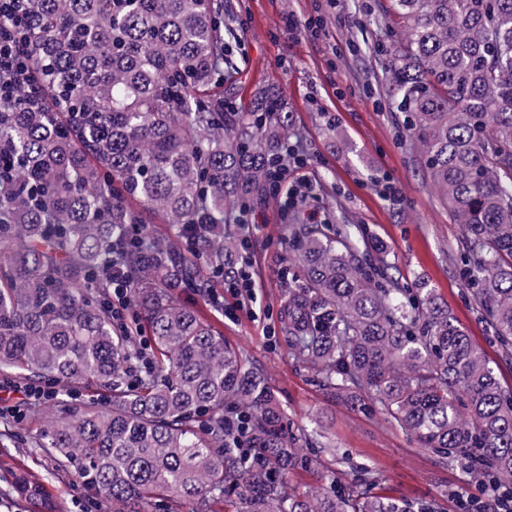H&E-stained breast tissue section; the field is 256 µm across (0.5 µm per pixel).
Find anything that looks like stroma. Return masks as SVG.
<instances>
[{"instance_id":"obj_1","label":"stroma","mask_w":512,"mask_h":512,"mask_svg":"<svg viewBox=\"0 0 512 512\" xmlns=\"http://www.w3.org/2000/svg\"><path fill=\"white\" fill-rule=\"evenodd\" d=\"M390 0H221L224 109L245 112L255 94L277 95L291 114L288 139L298 146L301 174L311 183L297 205L261 194L249 201L259 228L249 255L259 286L251 312L226 318L212 305L226 340L250 357L269 379L297 426L321 427L332 449L310 448V471L294 479L308 489L336 479L348 484L361 470L374 473L369 492L412 502L434 503L438 512H459L457 493L464 466L437 463L381 413L365 415L337 404L288 353L280 309L295 268L288 260L286 226L294 219L356 225L369 249L368 263L385 259L411 288H429L467 330L512 389V359L499 349L492 328L467 291L459 257L467 237L432 189L425 160L397 100L388 92V30L396 18L377 21V4ZM321 20L317 34L287 35L281 18ZM395 184L398 197L384 187ZM25 466L44 481L64 512H108L74 471L58 472L40 449L26 442L0 447V512H32L6 492L11 472Z\"/></svg>"}]
</instances>
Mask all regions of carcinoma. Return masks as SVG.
<instances>
[{
    "label": "carcinoma",
    "mask_w": 512,
    "mask_h": 512,
    "mask_svg": "<svg viewBox=\"0 0 512 512\" xmlns=\"http://www.w3.org/2000/svg\"><path fill=\"white\" fill-rule=\"evenodd\" d=\"M387 80L450 213L461 275L512 355V0H390ZM34 78L0 112V375L60 385L25 440L112 512H430L361 486L294 490L312 434L266 376L176 291L202 299L238 251L226 212L288 161L289 113L212 94L218 0H30ZM299 274L281 320L294 361L336 402L378 411L443 465L512 488V390L429 288L367 265L352 225H288ZM133 325L112 320V278ZM147 331L152 356L134 337ZM84 390L89 399L65 397ZM11 493L60 512L25 469Z\"/></svg>",
    "instance_id": "cac0c4a2"
}]
</instances>
